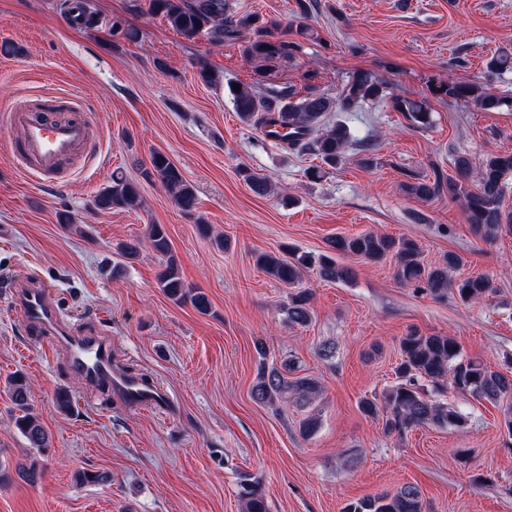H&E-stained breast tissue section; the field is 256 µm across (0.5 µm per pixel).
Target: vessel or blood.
<instances>
[{
	"label": "vessel or blood",
	"instance_id": "b4317fda",
	"mask_svg": "<svg viewBox=\"0 0 512 512\" xmlns=\"http://www.w3.org/2000/svg\"><path fill=\"white\" fill-rule=\"evenodd\" d=\"M69 109L68 120L55 113ZM77 101L47 96L39 105H15L0 125L12 136V155L29 172L55 184L65 163L89 157L94 145V125L79 113ZM15 309L26 324L39 327L50 336L53 348L65 350L72 371L88 384L107 383L128 405L167 410L169 399L158 387L118 371L113 365L112 342L103 336L76 335L63 323L60 310L42 288L22 290Z\"/></svg>",
	"mask_w": 512,
	"mask_h": 512
}]
</instances>
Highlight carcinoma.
<instances>
[{
    "mask_svg": "<svg viewBox=\"0 0 512 512\" xmlns=\"http://www.w3.org/2000/svg\"><path fill=\"white\" fill-rule=\"evenodd\" d=\"M149 9L160 15L184 39L192 41L207 34L216 44L243 43L248 57L265 60L293 59L302 49L297 41H288L280 32L281 24L275 20L264 21L255 14H238L232 10L230 0H149ZM387 82L372 71L361 70L352 74L348 83L336 97H329L312 87L301 94L292 86L260 94L248 86L232 91L235 112L240 120L260 130L274 129V135L291 150L306 152L322 162L307 171L312 179L325 173L323 166L335 168L346 159L352 144L350 129L343 123L325 127V119L332 112H358L370 101L386 97ZM431 94L440 99L472 101L475 106L491 112L505 104V99L491 93L479 81L450 79L431 87ZM392 107L405 115L415 129L431 125V112L426 99L409 97L391 98ZM151 169L147 177L155 176L162 183L172 202L184 213L193 214L197 199L193 186L179 168L162 152L150 157ZM454 172L445 174L432 165V175L418 173L407 175L402 189L408 196L429 201L444 194L459 205L464 219L477 235L491 243L506 228L512 227V213L503 209L502 197L506 177L512 175V152L489 153L479 163L466 156L453 159ZM251 191L261 197L273 192L269 178L247 167L239 169ZM143 200L138 186L122 175H112V185L106 187L93 201L98 209L136 210ZM147 239L150 248L162 259L158 276L159 288L172 301L190 303L199 313L209 311L208 298L194 292L180 274L167 230L162 224H151ZM339 253L353 254L368 262H379L392 256L395 259L394 278L406 287L424 291L441 298L452 290L464 303L481 302L492 296L495 288L492 279L484 273L470 274L460 280L452 272L462 265V258L448 254L435 267L423 264L416 243L405 238L364 233L356 237H338L331 242ZM257 265L273 279L297 287L303 273L316 268L319 277L328 282L345 281L351 271L337 264L329 256L318 259L297 251L290 258L262 254ZM311 292L301 290L290 295L288 321L304 327L311 321ZM401 361L395 368L396 382L381 395L365 398L360 402L362 412L370 417L385 415L387 432L405 431L426 424L459 426L465 417L455 408L439 403L430 397L426 385L433 387L450 381L462 394L491 403H500L512 397V375L492 370L478 359L464 354L460 344L451 336L424 335L411 331L400 340ZM298 369L295 362L281 365L261 364L252 389L253 399L266 406L293 397L307 402L316 393V382L307 377L288 379L287 374ZM6 391L19 415L14 424L27 439L30 447L40 451L49 447V436L32 412L29 391L24 375L14 374L6 382ZM242 512H268V503L257 481H243L238 492ZM344 512H424L419 488L405 484L395 491L360 499L345 506Z\"/></svg>",
    "mask_w": 512,
    "mask_h": 512,
    "instance_id": "1",
    "label": "carcinoma"
}]
</instances>
